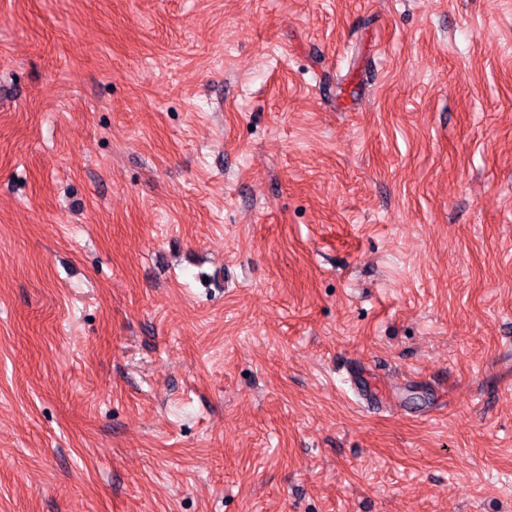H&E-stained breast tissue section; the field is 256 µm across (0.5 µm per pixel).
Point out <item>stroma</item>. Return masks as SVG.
<instances>
[{"instance_id":"35a3bbf8","label":"stroma","mask_w":512,"mask_h":512,"mask_svg":"<svg viewBox=\"0 0 512 512\" xmlns=\"http://www.w3.org/2000/svg\"><path fill=\"white\" fill-rule=\"evenodd\" d=\"M0 512H512V0H0Z\"/></svg>"}]
</instances>
